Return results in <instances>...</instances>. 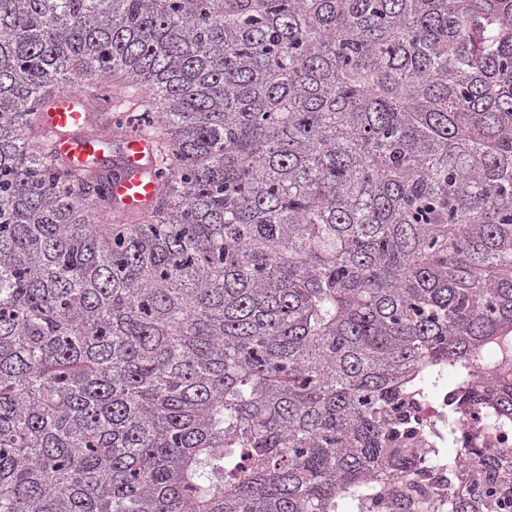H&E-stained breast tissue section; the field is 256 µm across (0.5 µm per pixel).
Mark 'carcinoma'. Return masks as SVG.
<instances>
[{
	"label": "carcinoma",
	"instance_id": "obj_1",
	"mask_svg": "<svg viewBox=\"0 0 512 512\" xmlns=\"http://www.w3.org/2000/svg\"><path fill=\"white\" fill-rule=\"evenodd\" d=\"M505 338L512 0H0V512H512ZM81 96L76 91H60L55 94L50 106L40 113L42 122L64 135L55 143L56 155L74 166H81L93 156H97L108 144L107 136L87 139L82 129L90 120V114L82 105ZM151 154L150 144L141 136L125 137L121 172L112 178V196L121 211H140L155 197V182L148 173ZM445 415H448V380L433 391L431 398L421 409L422 418L434 427L443 425Z\"/></svg>",
	"mask_w": 512,
	"mask_h": 512
}]
</instances>
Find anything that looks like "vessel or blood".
I'll return each instance as SVG.
<instances>
[{"label": "vessel or blood", "instance_id": "1", "mask_svg": "<svg viewBox=\"0 0 512 512\" xmlns=\"http://www.w3.org/2000/svg\"><path fill=\"white\" fill-rule=\"evenodd\" d=\"M42 122L62 133L55 143L57 156L75 166L83 165L104 148L103 139H87L82 130L90 114L77 92L55 94L50 106L41 113ZM151 146L141 136L131 134L124 139L121 171L112 179V196L121 211L137 212L150 204L155 196V182L149 175Z\"/></svg>", "mask_w": 512, "mask_h": 512}]
</instances>
